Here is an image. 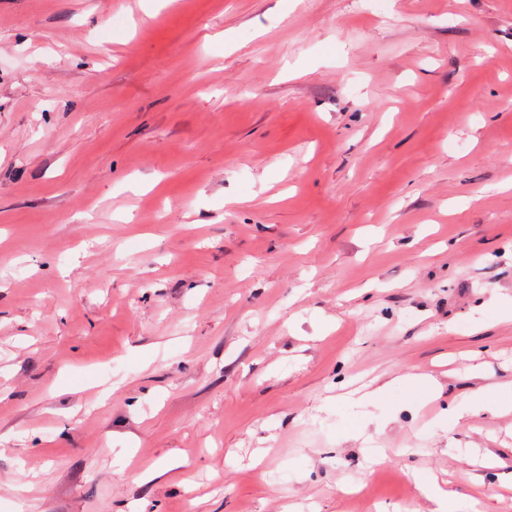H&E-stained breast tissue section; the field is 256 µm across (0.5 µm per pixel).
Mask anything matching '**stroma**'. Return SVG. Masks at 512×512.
<instances>
[{
	"mask_svg": "<svg viewBox=\"0 0 512 512\" xmlns=\"http://www.w3.org/2000/svg\"><path fill=\"white\" fill-rule=\"evenodd\" d=\"M506 383L512 0H0V512H512ZM489 398L481 393H475L472 399L464 406L453 405L448 408V414L444 418L442 430L450 432L457 427L460 421L470 412H474L478 408L486 405ZM416 485L426 498L437 502L436 512H459V502L455 493L438 488L426 476L417 477Z\"/></svg>",
	"mask_w": 512,
	"mask_h": 512,
	"instance_id": "1",
	"label": "stroma"
}]
</instances>
